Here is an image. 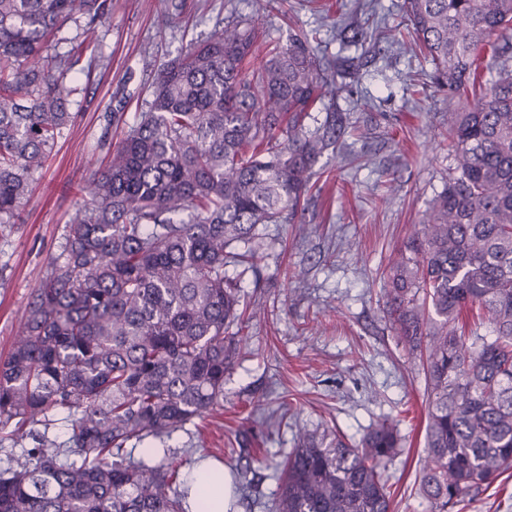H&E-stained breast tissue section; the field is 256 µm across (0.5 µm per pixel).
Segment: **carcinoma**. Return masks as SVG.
Listing matches in <instances>:
<instances>
[{
	"label": "carcinoma",
	"instance_id": "cac0c4a2",
	"mask_svg": "<svg viewBox=\"0 0 512 512\" xmlns=\"http://www.w3.org/2000/svg\"><path fill=\"white\" fill-rule=\"evenodd\" d=\"M436 84L479 90L448 113L454 167L385 272L384 313L427 386L419 484L431 512L512 469V0H405ZM107 0H0V229L20 223L34 175L72 119L71 74L92 68L79 37ZM259 20L191 43L158 72L148 110L86 186L60 253L0 360V512H189L167 441L224 406V376L248 337L239 275L257 227L293 224L315 166L346 126L334 112L336 62L303 33L260 58ZM489 78L478 49L492 36ZM492 325L467 336L468 314ZM61 421L70 430L48 437ZM35 436L38 445L23 441ZM152 454L134 458L128 444ZM387 419L354 440L303 433L272 464L268 512H391Z\"/></svg>",
	"mask_w": 512,
	"mask_h": 512
}]
</instances>
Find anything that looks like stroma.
Listing matches in <instances>:
<instances>
[{
  "label": "stroma",
  "mask_w": 512,
  "mask_h": 512,
  "mask_svg": "<svg viewBox=\"0 0 512 512\" xmlns=\"http://www.w3.org/2000/svg\"><path fill=\"white\" fill-rule=\"evenodd\" d=\"M361 2L182 0L179 19L169 23L161 0H110L109 24L86 39L97 65L77 76L73 122L35 174L21 223L0 233V359L48 260L60 252L82 187L146 110L160 66L216 26L261 16L257 55L301 31L328 58L351 63L328 103L346 117L348 131L320 159L298 223L259 225L256 269L242 280L245 304L259 309L241 324L248 344L225 378L223 409L175 435L172 460L188 468L200 456L224 461L240 450L241 465L264 462L258 492L268 496L277 489L269 463L291 451L300 433L331 423L358 439L389 417L407 439L388 469L392 512H431L416 480L425 380L383 316V272L448 180L449 113L474 99L439 89L431 62L410 48L405 0H369L397 44L375 32L359 43L341 37L338 23ZM275 410L284 419L272 418ZM255 493L241 491L236 512H266ZM453 512H512V471Z\"/></svg>",
  "instance_id": "1"
}]
</instances>
